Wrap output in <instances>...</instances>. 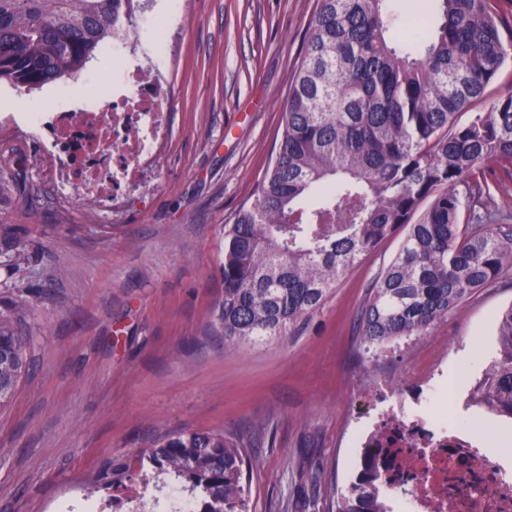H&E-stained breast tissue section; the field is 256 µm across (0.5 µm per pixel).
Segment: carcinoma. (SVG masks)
I'll list each match as a JSON object with an SVG mask.
<instances>
[{
  "instance_id": "carcinoma-1",
  "label": "carcinoma",
  "mask_w": 512,
  "mask_h": 512,
  "mask_svg": "<svg viewBox=\"0 0 512 512\" xmlns=\"http://www.w3.org/2000/svg\"><path fill=\"white\" fill-rule=\"evenodd\" d=\"M130 0H0V81L37 89L81 72ZM389 0H316L283 107L275 156L253 199L224 225L222 295L213 327L224 347L297 335L341 278L404 233L358 318L368 349L424 336L481 288L512 276V215L492 208L512 175V94L485 95L507 61L491 0H434L433 21L397 19ZM475 111L469 123L457 114ZM488 213L483 218L476 206ZM474 400L512 418V307ZM20 320L0 314V409L28 373ZM141 480L170 478L196 512H249L244 448L222 430L151 441ZM109 461L100 490L131 480ZM329 512H391L378 467L362 457Z\"/></svg>"
}]
</instances>
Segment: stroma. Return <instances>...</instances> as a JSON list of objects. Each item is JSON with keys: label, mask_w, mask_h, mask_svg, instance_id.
I'll list each match as a JSON object with an SVG mask.
<instances>
[{"label": "stroma", "mask_w": 512, "mask_h": 512, "mask_svg": "<svg viewBox=\"0 0 512 512\" xmlns=\"http://www.w3.org/2000/svg\"><path fill=\"white\" fill-rule=\"evenodd\" d=\"M316 0H195L173 46L162 34L177 0H148L142 50L165 66L170 137L158 183L114 213L62 196L53 163L25 132L30 113L96 99L119 63L104 40L82 77L27 90L0 82V312L18 315L29 372L0 410V512H59L86 499L113 458L180 429L239 438L251 512H328L361 451L343 426L369 421L367 391L393 379L404 399L417 346L379 360L358 336L376 275L396 254L384 240L340 281L296 336L225 348L212 327L224 288V226L251 201L281 136L282 106ZM512 279L482 289L432 330L448 351L449 419L480 427L485 455L512 473V419L471 405L496 357Z\"/></svg>", "instance_id": "35a3bbf8"}]
</instances>
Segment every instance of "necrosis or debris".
I'll return each mask as SVG.
<instances>
[{
  "mask_svg": "<svg viewBox=\"0 0 512 512\" xmlns=\"http://www.w3.org/2000/svg\"><path fill=\"white\" fill-rule=\"evenodd\" d=\"M118 81L117 95L99 83L98 105L35 112L29 121L31 134L48 135L59 191L78 188L82 200L102 212L140 189L169 133V96L159 67L124 64ZM445 362L444 350L434 349L415 373L418 404H388L356 438L373 449L391 490L406 496V512H512V477L482 453L472 430L435 414Z\"/></svg>",
  "mask_w": 512,
  "mask_h": 512,
  "instance_id": "obj_1",
  "label": "necrosis or debris"
}]
</instances>
